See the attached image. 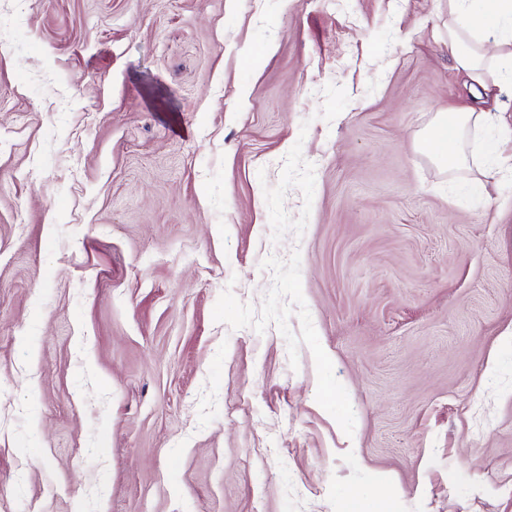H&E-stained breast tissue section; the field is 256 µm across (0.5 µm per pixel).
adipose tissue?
<instances>
[{"label":"adipose tissue","mask_w":512,"mask_h":512,"mask_svg":"<svg viewBox=\"0 0 512 512\" xmlns=\"http://www.w3.org/2000/svg\"><path fill=\"white\" fill-rule=\"evenodd\" d=\"M448 8L452 14L448 49L473 89L486 92L504 83L512 84V52L499 53L486 44V34L491 30L503 42L512 43V0H448ZM489 118V113L474 107L441 114L425 143L442 166L467 169L469 155L462 146L464 135Z\"/></svg>","instance_id":"obj_1"}]
</instances>
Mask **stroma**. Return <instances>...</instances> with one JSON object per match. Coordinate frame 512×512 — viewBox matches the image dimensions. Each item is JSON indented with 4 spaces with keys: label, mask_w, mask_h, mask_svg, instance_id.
<instances>
[{
    "label": "stroma",
    "mask_w": 512,
    "mask_h": 512,
    "mask_svg": "<svg viewBox=\"0 0 512 512\" xmlns=\"http://www.w3.org/2000/svg\"><path fill=\"white\" fill-rule=\"evenodd\" d=\"M448 0H0V512H512V169ZM489 119L488 112L474 107L443 113L438 117L435 127L427 134L425 143L442 166L451 170L470 169L469 155L462 147L464 134L481 127ZM448 140L453 143L450 148Z\"/></svg>",
    "instance_id": "35a3bbf8"
}]
</instances>
